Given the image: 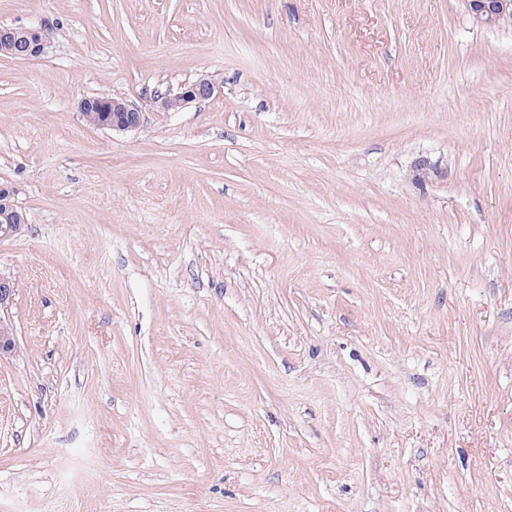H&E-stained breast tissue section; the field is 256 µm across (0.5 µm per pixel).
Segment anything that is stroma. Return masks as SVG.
<instances>
[{
  "label": "stroma",
  "instance_id": "1",
  "mask_svg": "<svg viewBox=\"0 0 512 512\" xmlns=\"http://www.w3.org/2000/svg\"><path fill=\"white\" fill-rule=\"evenodd\" d=\"M0 512H512V23L466 0H0ZM214 76L210 99L156 92ZM121 94L142 125L89 126ZM44 30V32H43ZM46 29L0 27V46L9 49V56L17 59H30L46 53L50 42ZM218 83L212 76L202 75L182 83L176 91H167L155 97L154 103L162 112H180L191 105L210 99ZM79 109L84 118L90 112L86 123L112 132L133 131L142 123L141 110L122 96L87 97L81 100ZM15 190L7 184H0V238L10 237L19 233L25 224L20 221V210L14 200ZM16 291V283L13 279L0 275V355L14 348V340L10 323L2 317L3 311H7Z\"/></svg>",
  "mask_w": 512,
  "mask_h": 512
}]
</instances>
